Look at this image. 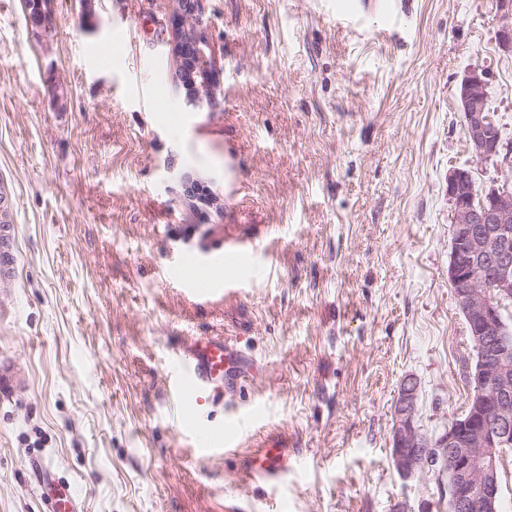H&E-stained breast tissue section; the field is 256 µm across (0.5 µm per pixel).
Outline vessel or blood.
I'll list each match as a JSON object with an SVG mask.
<instances>
[{
	"mask_svg": "<svg viewBox=\"0 0 512 512\" xmlns=\"http://www.w3.org/2000/svg\"><path fill=\"white\" fill-rule=\"evenodd\" d=\"M14 200L5 185H0V281L10 280L16 271L17 254L14 246L15 223ZM253 253L240 245H226L222 252L202 260L194 256H183L174 270L173 276L182 287L200 298L223 293L224 280L214 278V267L232 263L240 269H248L252 264ZM239 353L223 337L199 336L190 340L181 353L178 366L174 370V387L183 401L202 404L216 384L234 388L239 376ZM192 436L198 449L212 452L221 449L224 439L220 432L199 427L193 429ZM288 469V456L284 448H265L255 457L248 470L252 479L275 482Z\"/></svg>",
	"mask_w": 512,
	"mask_h": 512,
	"instance_id": "obj_1",
	"label": "vessel or blood"
}]
</instances>
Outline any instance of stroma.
Returning <instances> with one entry per match:
<instances>
[{
  "label": "stroma",
  "mask_w": 512,
  "mask_h": 512,
  "mask_svg": "<svg viewBox=\"0 0 512 512\" xmlns=\"http://www.w3.org/2000/svg\"><path fill=\"white\" fill-rule=\"evenodd\" d=\"M219 91L186 111L172 0H50L39 36L0 0V182L20 264L0 283V512H50L38 479L81 512H447L435 477L393 465L399 388L417 424L467 409L474 363L448 281V175L472 156L464 73L489 74L512 138V56L493 0H202ZM204 190L195 206L186 186ZM252 243L255 271L195 298L172 266ZM258 366L232 396L179 403L194 336ZM233 450L198 453L188 424ZM284 445L274 484L246 479Z\"/></svg>",
  "instance_id": "stroma-1"
}]
</instances>
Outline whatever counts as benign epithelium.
I'll list each match as a JSON object with an SVG mask.
<instances>
[{
    "label": "benign epithelium",
    "instance_id": "1",
    "mask_svg": "<svg viewBox=\"0 0 512 512\" xmlns=\"http://www.w3.org/2000/svg\"><path fill=\"white\" fill-rule=\"evenodd\" d=\"M27 20L46 35L42 0H35ZM501 49L512 54V0H496ZM172 27L178 68L192 70L201 80L185 85V108H203V92L217 88L211 51L205 34L201 0H176ZM459 97L469 148L477 161L495 163L512 156L502 130L488 110V84L483 73L470 71L460 83ZM448 197L453 206L448 279L453 298L464 315L470 335L480 344L481 363L475 375L476 395L465 414L439 436L426 442L416 425L418 384L405 379L398 392L392 424L393 463L411 479L426 470L436 449L438 462H450L455 474L457 512H500L499 466L504 449L512 446V364L502 357L512 352V329L504 312L512 306V172L494 182L482 198L475 199L472 174L464 168L448 176ZM494 275L485 282L479 268Z\"/></svg>",
    "mask_w": 512,
    "mask_h": 512
}]
</instances>
